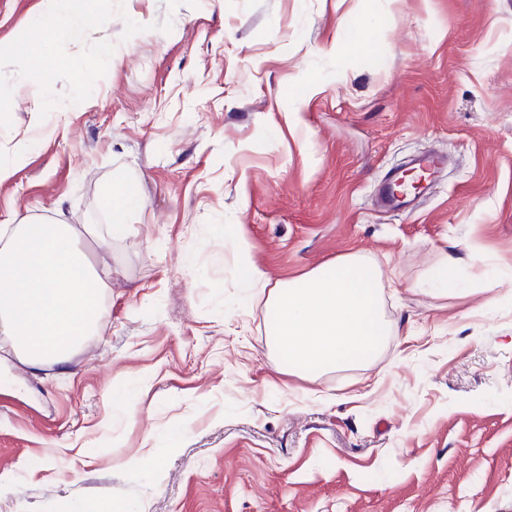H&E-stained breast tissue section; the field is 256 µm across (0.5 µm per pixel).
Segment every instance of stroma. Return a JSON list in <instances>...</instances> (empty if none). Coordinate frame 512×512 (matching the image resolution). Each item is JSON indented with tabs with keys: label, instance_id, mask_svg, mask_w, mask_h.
I'll return each mask as SVG.
<instances>
[{
	"label": "stroma",
	"instance_id": "obj_1",
	"mask_svg": "<svg viewBox=\"0 0 512 512\" xmlns=\"http://www.w3.org/2000/svg\"><path fill=\"white\" fill-rule=\"evenodd\" d=\"M96 5L37 45L41 0H0V225L106 224L121 180L143 201L134 235L78 241L111 281L64 363L0 340V512H512V0ZM353 254L380 351L288 373L272 287Z\"/></svg>",
	"mask_w": 512,
	"mask_h": 512
}]
</instances>
